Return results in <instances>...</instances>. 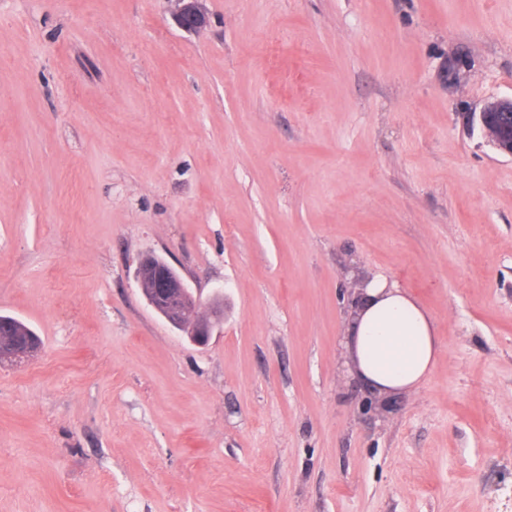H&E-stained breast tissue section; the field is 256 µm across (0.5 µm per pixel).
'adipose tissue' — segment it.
Here are the masks:
<instances>
[{
  "instance_id": "obj_1",
  "label": "adipose tissue",
  "mask_w": 512,
  "mask_h": 512,
  "mask_svg": "<svg viewBox=\"0 0 512 512\" xmlns=\"http://www.w3.org/2000/svg\"><path fill=\"white\" fill-rule=\"evenodd\" d=\"M344 344L353 376L371 391L389 397L415 390L440 354L430 314L406 290L383 278L363 288Z\"/></svg>"
}]
</instances>
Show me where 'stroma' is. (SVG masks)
Listing matches in <instances>:
<instances>
[{
    "label": "stroma",
    "mask_w": 512,
    "mask_h": 512,
    "mask_svg": "<svg viewBox=\"0 0 512 512\" xmlns=\"http://www.w3.org/2000/svg\"><path fill=\"white\" fill-rule=\"evenodd\" d=\"M0 0V512H512V0ZM224 293L196 346L138 259ZM442 352L384 401L348 294ZM176 23L183 29L192 31L202 28L206 24V16L202 11L199 0H174ZM479 124L490 145L512 157V96L489 101L479 113ZM360 292L344 335L353 376L379 395L415 390L440 354L432 317L406 290L385 278L369 281ZM2 321L11 322L10 326L5 328L2 324ZM10 333L16 339H20L25 341L26 339L29 342H17L16 339L12 338H4L0 337V359L2 360H10L17 363H21L23 361L28 362L33 354L38 350L39 347L33 346L31 342L36 344H40V338L36 335V333L28 327L22 321L7 315H0V332ZM27 332L30 334L26 335Z\"/></svg>",
    "instance_id": "obj_1"
}]
</instances>
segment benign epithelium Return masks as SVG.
<instances>
[{
  "instance_id": "1",
  "label": "benign epithelium",
  "mask_w": 512,
  "mask_h": 512,
  "mask_svg": "<svg viewBox=\"0 0 512 512\" xmlns=\"http://www.w3.org/2000/svg\"><path fill=\"white\" fill-rule=\"evenodd\" d=\"M176 23L192 31L206 24V16L199 0H174ZM479 124L483 135L499 153L512 157V97L494 99L479 113ZM152 272V281L142 294L154 311L158 312L172 327L186 333L191 342L204 346L220 324V313L210 312L208 318L199 319L193 325L187 320L200 305V297L190 292L185 279L164 258L146 254L139 260L137 273ZM37 347L29 342H18L12 338H0V359L17 363L29 361Z\"/></svg>"
}]
</instances>
